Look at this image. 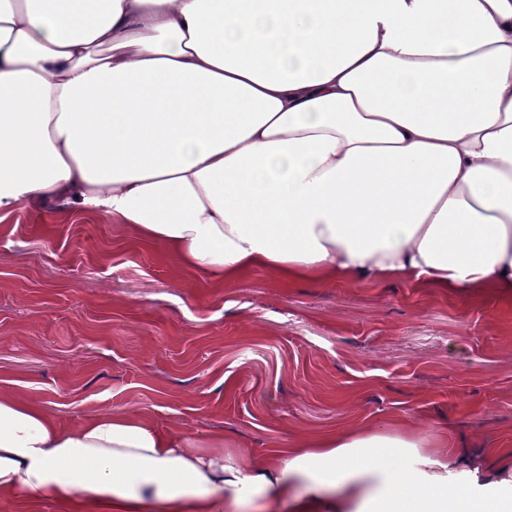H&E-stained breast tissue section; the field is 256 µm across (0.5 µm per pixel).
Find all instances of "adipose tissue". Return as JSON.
Masks as SVG:
<instances>
[{
    "label": "adipose tissue",
    "instance_id": "ef3b65f1",
    "mask_svg": "<svg viewBox=\"0 0 512 512\" xmlns=\"http://www.w3.org/2000/svg\"><path fill=\"white\" fill-rule=\"evenodd\" d=\"M55 205L214 286L512 294V0H0V216ZM403 418L261 458L0 390V497L69 512H512Z\"/></svg>",
    "mask_w": 512,
    "mask_h": 512
}]
</instances>
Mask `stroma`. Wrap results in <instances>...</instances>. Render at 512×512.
Returning <instances> with one entry per match:
<instances>
[{
    "mask_svg": "<svg viewBox=\"0 0 512 512\" xmlns=\"http://www.w3.org/2000/svg\"><path fill=\"white\" fill-rule=\"evenodd\" d=\"M62 426L140 412L264 456L403 415L477 454L512 445V302L398 281L213 287L125 225L53 206L0 224V390Z\"/></svg>",
    "mask_w": 512,
    "mask_h": 512,
    "instance_id": "stroma-1",
    "label": "stroma"
}]
</instances>
